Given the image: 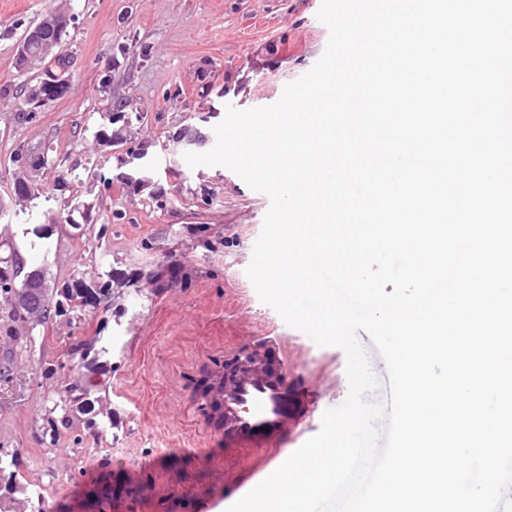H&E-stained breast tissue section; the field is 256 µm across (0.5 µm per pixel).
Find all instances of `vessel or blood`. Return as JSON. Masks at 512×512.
<instances>
[{
	"instance_id": "b4317fda",
	"label": "vessel or blood",
	"mask_w": 512,
	"mask_h": 512,
	"mask_svg": "<svg viewBox=\"0 0 512 512\" xmlns=\"http://www.w3.org/2000/svg\"><path fill=\"white\" fill-rule=\"evenodd\" d=\"M209 401L211 430L222 447L244 453L280 447L307 403L300 390L289 388L285 368L273 366L262 352L246 373L215 374ZM240 490V485L217 482L191 499L187 508L189 512H224L225 499Z\"/></svg>"
}]
</instances>
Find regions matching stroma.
<instances>
[{
    "label": "stroma",
    "mask_w": 512,
    "mask_h": 512,
    "mask_svg": "<svg viewBox=\"0 0 512 512\" xmlns=\"http://www.w3.org/2000/svg\"><path fill=\"white\" fill-rule=\"evenodd\" d=\"M322 0H0V196L16 176L33 181L39 198L14 200L0 217V256L16 251L27 267L45 269L49 286L104 271L133 281L134 292L104 314L60 316L36 331L0 386V450L17 451V468L43 491L44 512H102L112 493L138 471L142 494L132 512H183L188 496L220 472L257 481L259 456L223 458L210 435L199 383L243 352L279 347L288 384L310 401L289 432L287 459L320 429L327 409L346 399L344 351L316 345L263 304L247 277L269 208L224 167L190 168L192 152L215 143L226 107L277 102L286 84L322 56L329 37L317 18ZM70 24L62 49L69 90L29 108L44 70L16 68L17 48L45 15ZM30 119H22L25 111ZM118 134L106 143L101 132ZM45 154L41 169L19 170L16 149ZM143 153L132 174L128 149ZM67 174L66 191L55 190ZM106 226L103 243L86 231ZM53 225L49 242L32 229ZM101 332L114 355L104 404L105 437L81 423L56 439L42 431L64 374L45 378V362L66 359L70 345ZM163 465H156L157 456Z\"/></svg>",
    "instance_id": "stroma-1"
}]
</instances>
